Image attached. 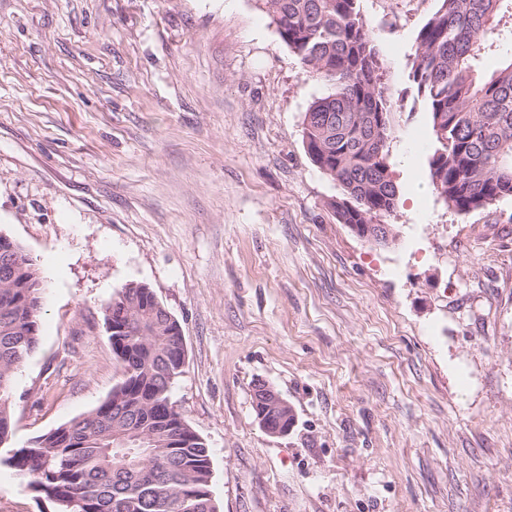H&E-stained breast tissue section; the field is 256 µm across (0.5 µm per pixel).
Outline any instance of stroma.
Listing matches in <instances>:
<instances>
[{"label": "stroma", "instance_id": "stroma-1", "mask_svg": "<svg viewBox=\"0 0 512 512\" xmlns=\"http://www.w3.org/2000/svg\"><path fill=\"white\" fill-rule=\"evenodd\" d=\"M401 107L379 245L340 224L302 121L330 92L260 0H0V233L40 269L9 447L118 384L104 302L181 326L170 398L220 512H512V201L430 184L409 75L435 0H361ZM294 423L266 434L255 384ZM0 512H55L0 467Z\"/></svg>", "mask_w": 512, "mask_h": 512}]
</instances>
